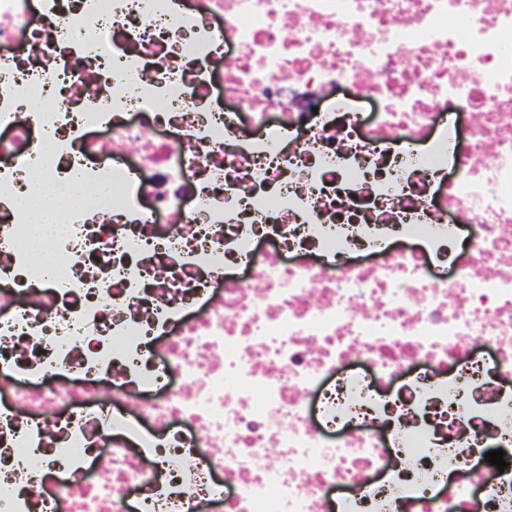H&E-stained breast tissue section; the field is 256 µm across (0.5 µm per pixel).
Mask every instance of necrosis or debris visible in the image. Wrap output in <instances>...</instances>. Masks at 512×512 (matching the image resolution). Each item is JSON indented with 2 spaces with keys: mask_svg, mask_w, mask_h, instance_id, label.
Returning <instances> with one entry per match:
<instances>
[{
  "mask_svg": "<svg viewBox=\"0 0 512 512\" xmlns=\"http://www.w3.org/2000/svg\"><path fill=\"white\" fill-rule=\"evenodd\" d=\"M511 447L512 0H0V512H512ZM82 193L77 184L63 187L55 184H44L41 193L32 199H22L21 204L30 211V224L34 226L37 238L49 235L57 224L50 220L59 209L73 207L80 203ZM47 202L50 204H47Z\"/></svg>",
  "mask_w": 512,
  "mask_h": 512,
  "instance_id": "necrosis-or-debris-1",
  "label": "necrosis or debris"
}]
</instances>
